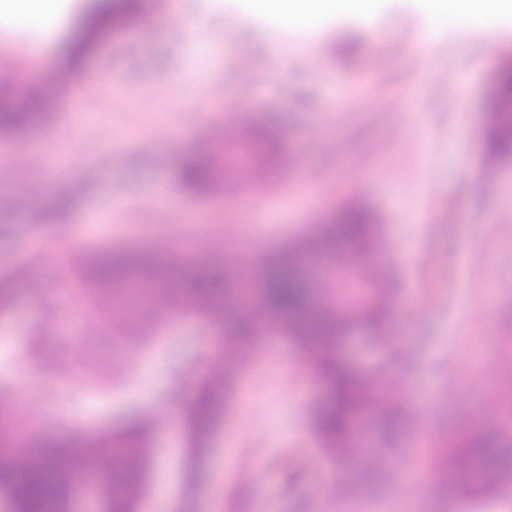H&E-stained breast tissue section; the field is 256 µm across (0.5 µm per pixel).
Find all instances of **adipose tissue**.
I'll list each match as a JSON object with an SVG mask.
<instances>
[{
    "label": "adipose tissue",
    "instance_id": "adipose-tissue-1",
    "mask_svg": "<svg viewBox=\"0 0 512 512\" xmlns=\"http://www.w3.org/2000/svg\"><path fill=\"white\" fill-rule=\"evenodd\" d=\"M429 25L420 35V44H427L437 33L443 20L481 18L489 24L497 23L501 16L512 15V0H425ZM267 14L289 25L315 29L326 16L348 9L361 17H369L372 0H259Z\"/></svg>",
    "mask_w": 512,
    "mask_h": 512
}]
</instances>
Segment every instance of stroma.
<instances>
[{
  "label": "stroma",
  "mask_w": 512,
  "mask_h": 512,
  "mask_svg": "<svg viewBox=\"0 0 512 512\" xmlns=\"http://www.w3.org/2000/svg\"><path fill=\"white\" fill-rule=\"evenodd\" d=\"M88 2L60 0L53 27L0 15V77L17 96L57 71ZM427 23L422 0H375L371 19L343 13L313 33L260 14L253 0H154L55 92L35 138H0V197L9 200L0 206V273L26 272L0 329V371L23 418L48 434H99L129 406L158 413L138 512H456L461 500L468 512H512L505 491L478 497L465 485L447 497L437 483L412 481L443 438L493 432L512 452V159L492 164L482 151L485 102L512 36L446 21L422 47ZM349 38L359 46L353 60L333 51ZM203 41L212 55L199 52ZM242 43L253 56L247 74L234 62ZM37 44L44 53L29 57ZM85 76L101 85L91 101L80 95ZM246 119L278 130L293 169L220 197L182 188L180 157ZM350 198L377 214L396 277L386 331L404 438L372 431L375 455L352 468L375 472L374 482L347 487L312 425L325 384L267 328L210 438L203 467L218 492L208 500L188 491L181 418L221 337L180 320L157 353L141 356L111 321L88 323L59 253L76 262L177 240L193 249L182 260L190 275L198 259L249 235L255 264ZM177 201L205 223H171ZM32 329L37 349L19 356ZM107 366L106 386L86 388V372Z\"/></svg>",
  "instance_id": "obj_1"
}]
</instances>
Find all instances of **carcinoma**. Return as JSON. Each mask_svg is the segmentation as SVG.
<instances>
[{"instance_id": "obj_1", "label": "carcinoma", "mask_w": 512, "mask_h": 512, "mask_svg": "<svg viewBox=\"0 0 512 512\" xmlns=\"http://www.w3.org/2000/svg\"><path fill=\"white\" fill-rule=\"evenodd\" d=\"M142 0H92L75 35L68 55V67H78L100 42L128 19L138 16ZM43 97L25 95L22 105L14 101V91L0 87V134L27 135L42 126ZM484 149L488 160L512 157V58L505 57L497 69L486 102ZM251 160L253 168L278 172L286 158L275 134L258 125L236 144V156L224 155V148L205 147L187 154L179 176L184 187L195 195H207L224 183L225 174L235 168V157ZM178 250H100L84 256L74 280L83 299L103 301L102 320L127 322L135 327L140 354L144 355L166 335L176 318L195 319L206 326L232 323L225 335L233 345L247 344L264 329L271 318L278 330L297 345L302 362L328 387L331 398L314 415L315 430L322 452L330 460L342 461L355 455V423L373 414L387 434L400 428L401 408L391 398L386 381L390 361L384 325L391 314L390 297L381 281L368 273L365 263H379L384 255L383 239L375 213L351 200L322 218L306 236L282 251L262 260L264 279L255 310L234 302L235 263L221 269L210 262L200 263L195 274H184L174 260ZM304 264L326 265L333 272L329 294L314 300L296 270ZM25 273L17 270L0 276V319L13 308ZM365 331L367 339L379 347L380 357L363 368L344 352L355 334ZM235 374L218 364L211 379L195 387L194 400L186 409L184 424L188 434L190 483L205 454L217 413L228 405ZM156 420L142 415L140 421L109 433L74 439L46 437L38 431L29 438V453L0 456V497L12 512H73V480L79 470L95 474L106 459L119 458L104 502V512H136L144 488V465L152 452ZM434 478L448 493L470 476L472 487L492 494L504 483H512V459L504 456L494 435L462 436L440 441Z\"/></svg>"}]
</instances>
